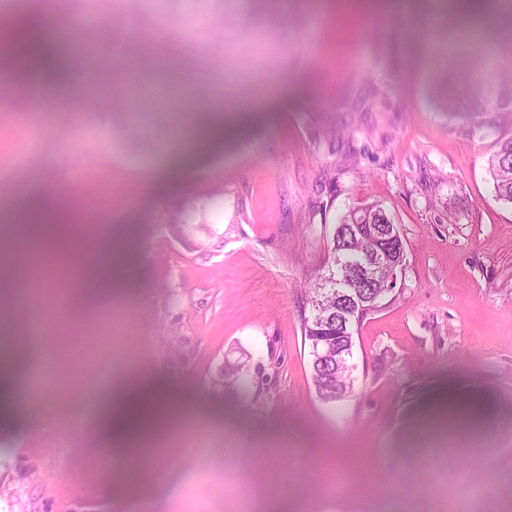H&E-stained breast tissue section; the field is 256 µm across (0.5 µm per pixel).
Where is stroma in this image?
<instances>
[{
	"label": "stroma",
	"instance_id": "35a3bbf8",
	"mask_svg": "<svg viewBox=\"0 0 512 512\" xmlns=\"http://www.w3.org/2000/svg\"><path fill=\"white\" fill-rule=\"evenodd\" d=\"M13 4L44 31L131 50L67 100L29 76L46 97L39 145L18 137L22 107L0 101V225L35 199L100 243L89 264L107 262L106 242L124 253L110 293L52 281L34 297L43 338L22 343L20 320L0 321L17 377L0 380V512H452L461 499L512 512V204L488 173L498 133L434 97L438 49L469 59L497 44L507 0L473 39L444 0L357 13L352 30L328 0ZM159 15L168 50L151 60L129 26ZM181 83L196 109L158 135ZM371 202L406 265L358 327L355 391L336 407L312 382L305 290L340 216ZM245 351L254 388L215 393ZM52 353L60 383L35 410L22 381ZM136 373L192 415L133 462L102 406ZM448 397L481 402L484 425L421 427Z\"/></svg>",
	"mask_w": 512,
	"mask_h": 512
}]
</instances>
